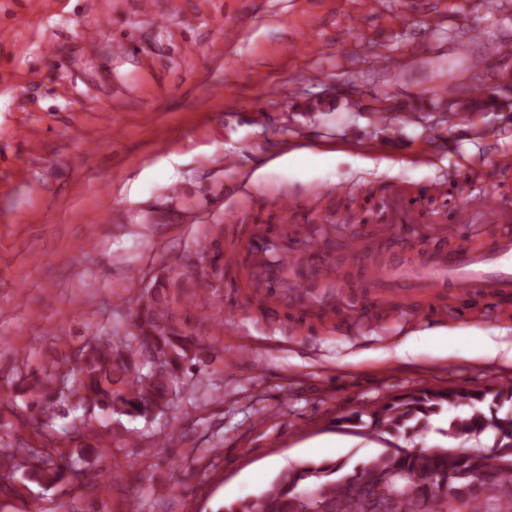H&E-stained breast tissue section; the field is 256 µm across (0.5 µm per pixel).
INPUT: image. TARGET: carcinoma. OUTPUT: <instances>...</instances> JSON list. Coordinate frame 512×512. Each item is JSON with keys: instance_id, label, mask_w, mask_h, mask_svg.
I'll return each instance as SVG.
<instances>
[{"instance_id": "1", "label": "carcinoma", "mask_w": 512, "mask_h": 512, "mask_svg": "<svg viewBox=\"0 0 512 512\" xmlns=\"http://www.w3.org/2000/svg\"><path fill=\"white\" fill-rule=\"evenodd\" d=\"M503 105L497 98L471 97L465 111ZM163 285L147 293L135 312L127 342L108 341L82 355L68 387L82 407L93 404L113 415L149 418L161 412L185 387L200 357V342L174 322L175 298ZM32 405L44 408L59 395L53 380L34 378ZM512 403V383L497 391L419 388L384 402L372 424L388 432L424 431L429 420L448 411L445 435L477 439L494 433V447H512V415L499 414ZM469 406V411L452 410ZM44 448H24L28 471L48 483L82 485L85 473L70 454L52 451L57 440L47 421L39 422ZM217 512H512V466L483 448H385L349 468L336 461L302 462L282 469L258 494L235 500Z\"/></svg>"}]
</instances>
